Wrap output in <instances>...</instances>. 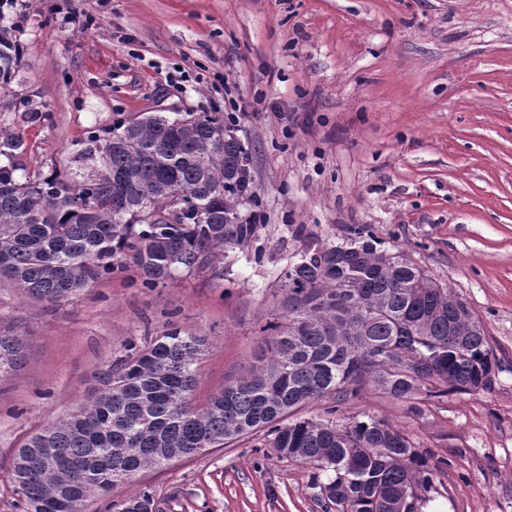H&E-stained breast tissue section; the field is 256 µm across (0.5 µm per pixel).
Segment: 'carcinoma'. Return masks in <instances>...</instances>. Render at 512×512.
I'll list each match as a JSON object with an SVG mask.
<instances>
[{"label": "carcinoma", "mask_w": 512, "mask_h": 512, "mask_svg": "<svg viewBox=\"0 0 512 512\" xmlns=\"http://www.w3.org/2000/svg\"><path fill=\"white\" fill-rule=\"evenodd\" d=\"M19 56L0 32V90ZM23 141L0 128V155ZM246 151L219 112L171 119L146 113L106 136L90 135L77 180L24 182L0 166V279L50 304L132 265L136 283L216 268L249 245L259 224L238 215ZM345 246L315 237L282 271L281 320L268 324L258 364L199 405L205 337L172 327L100 377L102 390L31 435L12 455L26 512H69L173 456L190 458L256 431L275 451L334 472L318 484L336 512H402L431 468L408 438L367 417L336 422L294 415L327 396L339 404L378 386L397 399L492 385L495 355L469 306L413 262L392 265L376 238L351 226ZM26 341L0 333V385L22 366ZM147 488L117 512H149Z\"/></svg>", "instance_id": "1"}]
</instances>
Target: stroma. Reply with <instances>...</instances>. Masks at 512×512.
I'll use <instances>...</instances> for the list:
<instances>
[{"label": "stroma", "mask_w": 512, "mask_h": 512, "mask_svg": "<svg viewBox=\"0 0 512 512\" xmlns=\"http://www.w3.org/2000/svg\"><path fill=\"white\" fill-rule=\"evenodd\" d=\"M0 27L20 46L0 92V127L24 139L18 179L85 172L89 133L143 113L235 102L250 175L239 210L265 217L220 279L149 289L119 272L55 305L0 280V330L26 339L0 386V512L25 510L14 448L97 395L128 342L174 325L205 336V401L256 364L304 236L334 244L353 224L465 300L496 364L484 390L404 401L366 388L335 421L367 414L408 436L434 467L415 512H512V0H17ZM315 472L261 431L146 470L86 510L147 487L155 512H336Z\"/></svg>", "instance_id": "stroma-1"}]
</instances>
